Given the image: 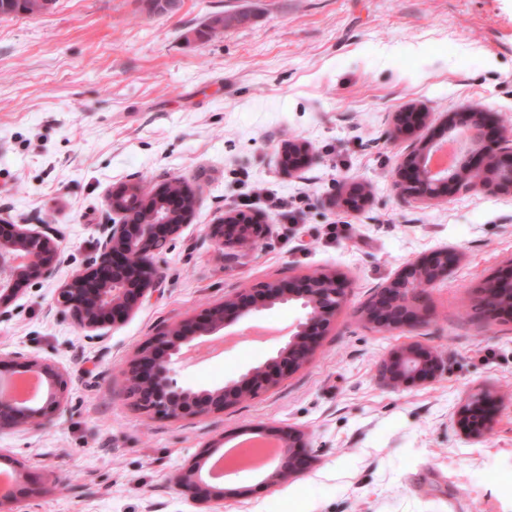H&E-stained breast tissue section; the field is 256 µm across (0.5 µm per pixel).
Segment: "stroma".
<instances>
[{
	"label": "stroma",
	"mask_w": 512,
	"mask_h": 512,
	"mask_svg": "<svg viewBox=\"0 0 512 512\" xmlns=\"http://www.w3.org/2000/svg\"><path fill=\"white\" fill-rule=\"evenodd\" d=\"M216 12L245 20L205 33ZM417 105L425 130L486 106L512 133V0H57L48 14L0 18V214L64 235L55 279L27 286L0 321V353L24 351L70 376L47 428L0 433L21 463V512H200L173 478L205 447L215 455L288 426L312 463L266 486V471L217 478L224 512H512V319L486 316L480 288L512 259V197L456 190L424 205L394 182L414 136H393ZM307 143L317 160L286 175L278 151ZM181 178L200 190L194 217L158 264L162 296L90 339L55 307L108 217L113 186ZM371 192L359 214L329 206L340 185ZM286 200L271 206L265 193ZM258 211L274 230L231 258L206 236L225 211ZM459 263L429 292L424 327L366 323L363 304L410 260L441 246ZM335 270L352 282L309 364L278 387L206 417L172 420L125 400L124 370L157 329L202 318L226 293ZM436 351L445 372L401 390L380 363L396 349ZM279 341L188 364L193 389L224 385L275 355ZM487 390L492 427L457 424Z\"/></svg>",
	"instance_id": "obj_1"
}]
</instances>
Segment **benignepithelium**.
Here are the masks:
<instances>
[{"label": "benign epithelium", "instance_id": "7a95c632", "mask_svg": "<svg viewBox=\"0 0 512 512\" xmlns=\"http://www.w3.org/2000/svg\"><path fill=\"white\" fill-rule=\"evenodd\" d=\"M424 116L416 108L397 113L396 131L402 132ZM444 126L447 140L425 135L408 146L396 171L400 192L423 204L460 189L511 196L512 146L503 144L505 131L491 135V114L479 107L464 108L447 115ZM315 159L310 147L300 141H290L279 151L282 170L294 177ZM172 185L169 180L150 195L142 193L137 182L112 188L107 197L109 217L99 225L94 252L83 268L57 289L58 312L70 317L78 330L114 327L161 294L163 274L157 257L181 235L199 201L198 194L184 183L176 190ZM172 196L181 199L178 211L167 204ZM369 201V192L361 184H351L335 196L339 208L352 212L364 210ZM138 212L151 214L152 221L137 220ZM271 234L272 225L261 214L243 211L225 212L218 223L210 225L209 232L225 251L248 249ZM63 242L62 232L53 224H15L0 217V318L13 316L12 304L27 284L55 278ZM457 259V251L443 247L405 265L364 304L362 313L368 324L389 331H411L425 324L418 306L427 291L448 276ZM348 288L346 279L332 271L275 279L229 293L203 319L167 325L147 338L124 373V397L138 410L175 420L232 409L310 362L345 304ZM293 304L304 310V315L282 340L276 355L219 387L194 390L181 383L177 365L187 352L205 345L210 336L230 324ZM480 306L490 316L512 315V259L482 288ZM444 371L442 359L419 344L395 352L380 368L382 377L394 388L432 381ZM22 377L39 379L41 388L36 396L15 394ZM67 389L66 373L58 364L22 351L0 354V431L52 425L67 404ZM489 397L485 390L473 394L460 409L458 425L474 439L489 424ZM277 437V465L265 480L269 486L301 476L308 447L306 433L299 428L282 430ZM208 457L210 451L206 450L176 475L174 484L196 502L222 507L229 493L208 484L202 475Z\"/></svg>", "mask_w": 512, "mask_h": 512}]
</instances>
